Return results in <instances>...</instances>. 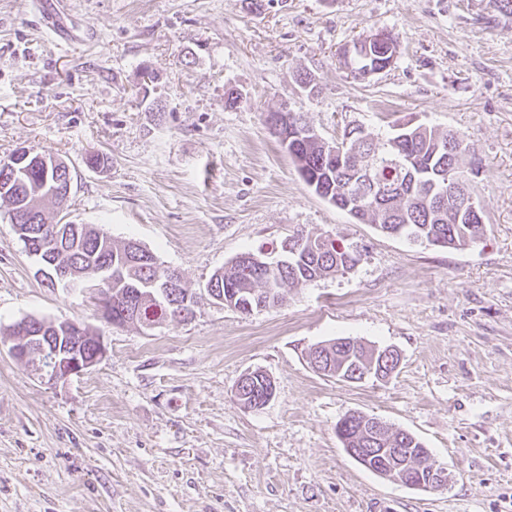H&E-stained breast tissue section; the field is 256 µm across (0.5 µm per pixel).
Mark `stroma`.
Returning a JSON list of instances; mask_svg holds the SVG:
<instances>
[{
  "instance_id": "stroma-1",
  "label": "stroma",
  "mask_w": 512,
  "mask_h": 512,
  "mask_svg": "<svg viewBox=\"0 0 512 512\" xmlns=\"http://www.w3.org/2000/svg\"><path fill=\"white\" fill-rule=\"evenodd\" d=\"M0 0V159L72 173L67 218L136 240L200 296L191 319L114 327L95 295L48 285L0 203V512H512V16L491 0ZM393 33V64L353 78L338 53ZM310 74L311 87L299 77ZM236 89V108L224 106ZM289 104L324 138L398 123L464 134L486 236L425 247L317 196L266 124ZM112 163L88 168V154ZM358 251L349 273L244 315L212 274L295 230ZM83 323L105 360L50 386L14 359L27 318ZM349 337L401 355L346 383L306 355ZM259 370L261 409L235 397ZM351 411L417 436L453 479L424 491L351 458Z\"/></svg>"
}]
</instances>
